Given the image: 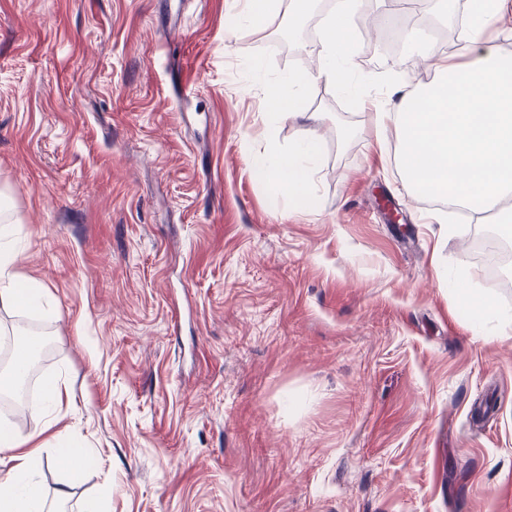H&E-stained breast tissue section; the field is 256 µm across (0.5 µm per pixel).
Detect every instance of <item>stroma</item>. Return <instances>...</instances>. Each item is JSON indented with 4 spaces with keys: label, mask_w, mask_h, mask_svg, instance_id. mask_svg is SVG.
Wrapping results in <instances>:
<instances>
[{
    "label": "stroma",
    "mask_w": 512,
    "mask_h": 512,
    "mask_svg": "<svg viewBox=\"0 0 512 512\" xmlns=\"http://www.w3.org/2000/svg\"><path fill=\"white\" fill-rule=\"evenodd\" d=\"M331 9L288 36L281 11L230 28L238 0H0V194L42 290L0 332L53 345L15 430L84 451L77 477L38 468L47 512H512V265L473 248L512 235L413 200L395 132L324 82L312 211L247 163L302 137L260 89L317 63ZM383 9L355 17L353 75L430 82L397 34L450 53L449 28L372 31Z\"/></svg>",
    "instance_id": "35a3bbf8"
}]
</instances>
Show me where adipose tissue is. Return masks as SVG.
Here are the masks:
<instances>
[{
  "label": "adipose tissue",
  "mask_w": 512,
  "mask_h": 512,
  "mask_svg": "<svg viewBox=\"0 0 512 512\" xmlns=\"http://www.w3.org/2000/svg\"><path fill=\"white\" fill-rule=\"evenodd\" d=\"M360 0H334L323 22L326 53L316 69L289 75L267 87L266 111L306 123L304 136L288 152L249 158L250 168L272 188L271 206L287 203L305 213L312 209L311 162L319 150L321 113L307 111L301 90L322 81L371 99L366 80H353L347 67L352 26ZM512 17V0H466V17L456 55L435 44L419 54L434 79L423 86L388 89L376 114L381 131L395 130V164L403 186L416 200L450 199L478 216L498 215L512 223V57L501 54L495 40L501 23ZM40 295L15 270V255L0 248V306H36ZM35 456L21 457L14 474L0 478V512H45L33 478Z\"/></svg>",
  "instance_id": "ef3b65f1"
}]
</instances>
